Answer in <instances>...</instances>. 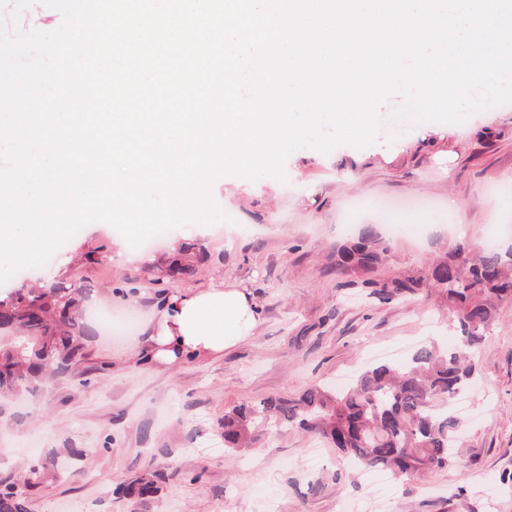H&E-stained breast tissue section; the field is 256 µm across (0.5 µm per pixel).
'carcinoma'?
<instances>
[{
  "mask_svg": "<svg viewBox=\"0 0 512 512\" xmlns=\"http://www.w3.org/2000/svg\"><path fill=\"white\" fill-rule=\"evenodd\" d=\"M386 241L368 225L338 248L336 264L362 271L364 290L383 301L425 285L448 303L457 331L454 350L419 346L401 365L380 363L362 371L345 390L313 385L297 400L264 399L224 411V447H249L258 427L294 426L328 439L366 469L412 476L447 468L463 442V420L448 402L476 381L473 355L512 300V248L478 249L468 240L445 252L417 279L379 283ZM75 288H17L0 297V396L35 395L66 375L87 374L92 332L80 305L87 278ZM59 456L37 459L26 477L0 493V512H28L27 490L46 475L66 477Z\"/></svg>",
  "mask_w": 512,
  "mask_h": 512,
  "instance_id": "cac0c4a2",
  "label": "carcinoma"
}]
</instances>
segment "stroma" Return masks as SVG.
Listing matches in <instances>:
<instances>
[{
    "mask_svg": "<svg viewBox=\"0 0 512 512\" xmlns=\"http://www.w3.org/2000/svg\"><path fill=\"white\" fill-rule=\"evenodd\" d=\"M8 32L52 33L61 13L43 0H0ZM411 105L395 90L376 106L380 128L365 146H305L283 178L219 176L211 197L221 217L195 238L193 275L159 278L113 260V225L85 224L37 268L0 283L6 292L88 277L101 308L135 318V334L161 293L232 282L262 312L257 336L224 356L170 367L116 360L118 336L99 335L88 381L65 377L34 398L0 401V457L18 476L38 457L74 446L87 456L68 480L35 488L30 512H512V301L500 306L476 357L466 396V438L447 469L397 477L364 470L321 439L294 428L262 431L243 454L224 448L225 409L293 399L313 384L345 386L365 365L404 359L424 342L455 347L438 291L363 298L360 273L337 269L336 248L365 225L387 241L381 280L416 278L461 239L483 243L500 225L512 245V104L457 124L399 118ZM456 201V223L448 203ZM106 255L88 266L89 252ZM153 473L155 496L129 500L115 487Z\"/></svg>",
    "mask_w": 512,
    "mask_h": 512,
    "instance_id": "stroma-1",
    "label": "stroma"
}]
</instances>
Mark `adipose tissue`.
Wrapping results in <instances>:
<instances>
[{"mask_svg": "<svg viewBox=\"0 0 512 512\" xmlns=\"http://www.w3.org/2000/svg\"><path fill=\"white\" fill-rule=\"evenodd\" d=\"M261 322L248 289L232 283L188 288L169 293L150 325L145 340L132 349L149 362L170 366L189 358L219 356L254 336Z\"/></svg>", "mask_w": 512, "mask_h": 512, "instance_id": "ef3b65f1", "label": "adipose tissue"}]
</instances>
